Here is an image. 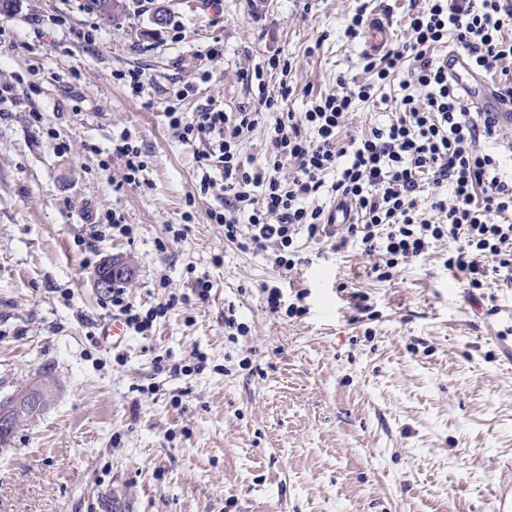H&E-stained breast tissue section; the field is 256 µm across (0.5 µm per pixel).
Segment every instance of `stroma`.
I'll return each instance as SVG.
<instances>
[{"mask_svg": "<svg viewBox=\"0 0 512 512\" xmlns=\"http://www.w3.org/2000/svg\"><path fill=\"white\" fill-rule=\"evenodd\" d=\"M121 2L110 21L85 0H18L0 14V398L57 383L0 447V512H493L497 463L512 458V275L475 298L442 245L380 282L359 248L303 240L292 283L307 311L270 314L261 286L292 283L208 222L216 200L199 192L196 150L165 116L174 99L185 112L251 109L258 72L269 92L295 87L281 109L296 113L339 76L363 77L364 40L344 35L354 0ZM132 68L138 96L122 80ZM401 94L376 86L341 145L385 125ZM124 139L142 151L136 186L112 152ZM187 210L190 230L173 241L166 227ZM108 212L133 239L95 235ZM111 256L131 264L138 304L203 272L211 296L149 335L102 341L94 270ZM354 291L374 319H357ZM230 307L249 327L234 343ZM196 350L202 372L156 368Z\"/></svg>", "mask_w": 512, "mask_h": 512, "instance_id": "35a3bbf8", "label": "stroma"}]
</instances>
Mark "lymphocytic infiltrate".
Listing matches in <instances>:
<instances>
[{"instance_id":"lymphocytic-infiltrate-1","label":"lymphocytic infiltrate","mask_w":512,"mask_h":512,"mask_svg":"<svg viewBox=\"0 0 512 512\" xmlns=\"http://www.w3.org/2000/svg\"><path fill=\"white\" fill-rule=\"evenodd\" d=\"M508 26L512 0H422L402 45L380 59L364 55L369 81L339 77L337 91L307 112L277 117L266 169L247 166L239 146L261 112L286 101L291 88L281 87L274 97L259 92L256 110L235 114L217 106L191 114L168 106L169 127L182 141L200 146L202 192L218 191L221 204L208 210L209 222L223 227L225 241L240 251L268 253L284 275L300 263L297 239L303 234L336 251L358 246L373 257L371 270L381 282L444 243L445 266L466 271L471 289L488 287L493 275L512 269V183L501 176L498 154L481 147L499 130L490 113L470 111L462 89L426 52L451 35L476 71L490 73L512 59V39L502 36ZM402 60L409 67L400 77L395 67ZM393 80L404 95L388 124L350 148L340 147L337 132L356 104L372 98L376 82ZM286 164L292 172L280 176ZM213 167L222 168L221 181L212 180ZM330 172L336 175L332 192L357 209L359 222L329 224L324 208L315 204ZM425 179L436 187L451 185V196L423 195ZM211 289L204 273L190 293L147 308L119 285L111 290V314L146 336L177 305L206 301Z\"/></svg>"}]
</instances>
